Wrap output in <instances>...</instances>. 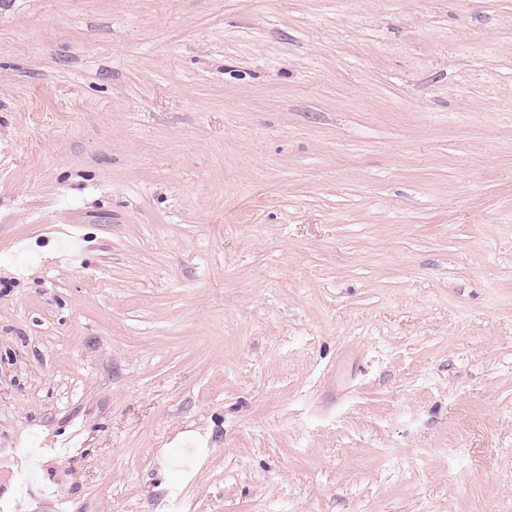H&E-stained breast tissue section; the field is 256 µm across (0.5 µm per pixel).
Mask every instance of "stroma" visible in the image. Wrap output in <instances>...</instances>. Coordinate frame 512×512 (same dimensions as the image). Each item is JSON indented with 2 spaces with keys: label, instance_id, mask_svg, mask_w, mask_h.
I'll return each mask as SVG.
<instances>
[{
  "label": "stroma",
  "instance_id": "obj_1",
  "mask_svg": "<svg viewBox=\"0 0 512 512\" xmlns=\"http://www.w3.org/2000/svg\"><path fill=\"white\" fill-rule=\"evenodd\" d=\"M0 512H512V0H0Z\"/></svg>",
  "mask_w": 512,
  "mask_h": 512
}]
</instances>
